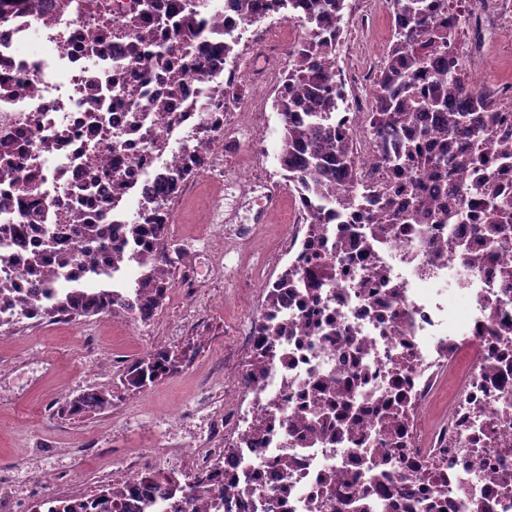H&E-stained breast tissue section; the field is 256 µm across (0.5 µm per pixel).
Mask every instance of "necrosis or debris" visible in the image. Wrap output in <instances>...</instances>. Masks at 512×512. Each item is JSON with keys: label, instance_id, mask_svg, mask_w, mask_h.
Listing matches in <instances>:
<instances>
[{"label": "necrosis or debris", "instance_id": "necrosis-or-debris-1", "mask_svg": "<svg viewBox=\"0 0 512 512\" xmlns=\"http://www.w3.org/2000/svg\"><path fill=\"white\" fill-rule=\"evenodd\" d=\"M447 2L448 18L469 19L449 49L465 77L512 29V0ZM186 11L199 24L191 43L175 35ZM276 13L268 0L271 24L248 26L230 0H0V142L12 147L0 156V286L25 299L0 308V332L45 324L35 255L66 253L56 289L110 288L113 317L134 327L157 313L134 287L144 263L162 261L165 295L190 313L235 285L249 306L219 395L194 399L205 428L154 454L198 480L185 512H415L418 500L512 512V222L489 239L470 190L492 178L512 195V81L482 89L499 104L494 126L457 137L488 165L448 178L390 169L368 123L375 69L325 62L329 88L351 94L335 124L365 190L335 213L266 169L268 101L301 41ZM392 185L406 188L398 206L435 221L369 223ZM189 205L202 234L179 231ZM29 214L39 232L18 235ZM80 219L106 228L107 250L75 232ZM443 394L447 409L429 418ZM141 472L135 459L121 473L133 491L115 512H167L169 490Z\"/></svg>", "mask_w": 512, "mask_h": 512}]
</instances>
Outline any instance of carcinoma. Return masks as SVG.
Returning a JSON list of instances; mask_svg holds the SVG:
<instances>
[{"mask_svg":"<svg viewBox=\"0 0 512 512\" xmlns=\"http://www.w3.org/2000/svg\"><path fill=\"white\" fill-rule=\"evenodd\" d=\"M242 22H254L263 15L264 0H234ZM288 13L302 12L315 29V41H306L291 52L292 64L288 74V87L274 100L276 112L282 117L283 135L277 160L288 169L292 182L317 195L331 193L336 180H342L347 190L331 198L334 210L347 209L355 203L352 187L357 183L350 158V145L336 138V128L325 123L328 115L338 108V98L325 83L320 55L336 53V39L342 32L341 22L347 8L346 0H279ZM393 13L406 19L396 25L394 40L380 66L376 85L372 89L375 109L371 113L374 132L382 138L392 135L408 123L416 112H435L442 115V124L436 135L446 139L453 132L478 135L496 121L497 108L473 86L467 84L448 62V26L464 27L466 18L460 16L453 23L443 20L434 24L431 18L443 9V0H387ZM295 112L306 113V119L293 117ZM425 132H416L410 141L389 153L383 160L401 168L441 167L452 172L456 166L484 161L472 154L450 155L444 145L436 153L421 155L411 143ZM336 152V167L330 168L327 153ZM474 190L491 198L494 212L499 217L512 213V200L499 199L490 183H477ZM397 191L381 195L383 204L375 217L377 224H419L421 211L399 209ZM69 263V256L57 253L54 264L36 259L33 272L43 286L58 278V269ZM141 282L154 288L151 303L163 300V272L155 263L144 266ZM45 305L43 317L47 320L67 313L74 317L87 316L105 309L104 301L83 294L66 292L51 295ZM183 351L155 350L138 359L126 372L122 383L125 388L141 390L148 384L176 373L186 361ZM68 411L82 417L112 407V393L106 390L84 391L66 401ZM130 486L111 482L91 499L85 497L40 499L33 512H113L112 503L124 499Z\"/></svg>","mask_w":512,"mask_h":512,"instance_id":"obj_1","label":"carcinoma"}]
</instances>
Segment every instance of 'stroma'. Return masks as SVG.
I'll return each mask as SVG.
<instances>
[{
	"label": "stroma",
	"instance_id": "1",
	"mask_svg": "<svg viewBox=\"0 0 512 512\" xmlns=\"http://www.w3.org/2000/svg\"><path fill=\"white\" fill-rule=\"evenodd\" d=\"M223 294L224 309L214 312L199 335H155L109 318L87 328L52 325L0 335V359L13 364L6 381L12 396L0 399V470L18 469V481L27 488L17 500V512H31L36 500L61 482L92 492L100 467L122 466L126 456L149 451L173 436L177 412L218 382L214 367L224 357L232 326L225 309L232 306L237 291L228 286ZM163 348L189 351L192 367L142 391L125 390L121 378L127 367L145 353ZM103 358L109 361L104 369L99 366ZM100 388L121 392V402L82 418H52L49 408L55 401ZM92 438L100 439L103 447L116 448V455L74 465L67 449ZM33 449L41 455L43 471L32 484L19 465Z\"/></svg>",
	"mask_w": 512,
	"mask_h": 512
}]
</instances>
